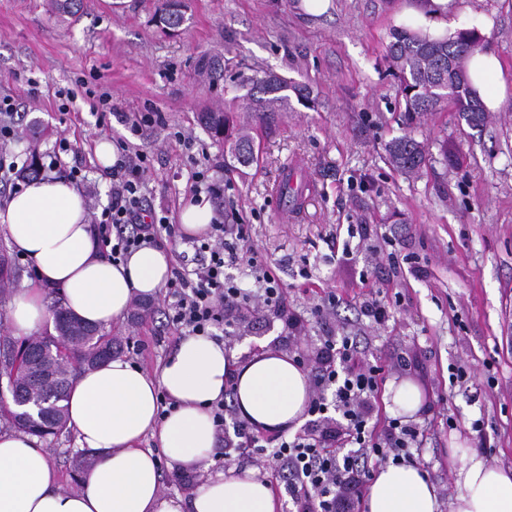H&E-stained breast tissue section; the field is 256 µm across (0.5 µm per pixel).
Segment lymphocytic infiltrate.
<instances>
[{
  "label": "lymphocytic infiltrate",
  "mask_w": 512,
  "mask_h": 512,
  "mask_svg": "<svg viewBox=\"0 0 512 512\" xmlns=\"http://www.w3.org/2000/svg\"><path fill=\"white\" fill-rule=\"evenodd\" d=\"M146 160L143 153L122 150L112 168L111 202L93 217L116 262L155 242L158 233L172 238L180 233L168 217L146 213ZM198 250L204 260L190 273L175 272L167 284L165 317L176 331L220 343L232 338L242 312L256 308L286 317L289 326L299 325L288 311L280 279L247 246L243 225L216 217L200 237ZM235 266L254 275L257 290L240 287L229 273ZM360 343L357 336H327L317 353L309 412L336 413L332 427L319 432L306 428L279 438L269 449L248 421L236 418L227 399L210 406L216 427L226 433L225 447L251 459L263 480L284 484L295 512H364V491L375 471L412 463L425 441L423 430L403 418L388 416L382 424L373 423V401L385 381V367L359 359Z\"/></svg>",
  "instance_id": "f902f5d3"
}]
</instances>
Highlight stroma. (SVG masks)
Listing matches in <instances>:
<instances>
[{
    "mask_svg": "<svg viewBox=\"0 0 512 512\" xmlns=\"http://www.w3.org/2000/svg\"><path fill=\"white\" fill-rule=\"evenodd\" d=\"M176 33L154 19L156 0H83L75 16H58L51 0H0V97L24 114L41 163L59 155L80 167L82 193L109 203L111 172L95 141L107 137L146 155V205L177 218L201 195L228 224L247 227V243L272 266L301 315L300 334L265 310L236 331L242 359L261 348L315 355L324 336L368 337L367 359L390 361L389 381L416 386L430 411L419 467L443 501L459 492L450 466L453 441L488 466L512 469V0H453L457 26L476 27L500 70L488 92L505 98L487 123L469 127L451 111L408 121L398 83L385 60L392 28L409 19L412 0H330L324 14L302 0H184ZM266 72L305 84L312 102L289 98L278 112H249L241 79ZM112 96L99 119L96 96ZM220 110L248 135L254 158L238 163L231 141L215 139L199 115ZM154 120L139 126L141 115ZM424 142L429 161L418 175L392 167L393 138ZM67 152H59L60 143ZM458 162L447 165L442 149ZM300 165L313 190L295 216L282 210L276 186L287 164ZM207 170L206 181L194 180ZM368 228L365 237L352 233ZM414 256L418 268L392 264L390 251ZM383 289L387 325L362 317L370 287ZM335 292L333 315L315 306ZM162 297L127 312L108 333L119 355L151 370L181 341L164 327ZM463 366L468 388L452 384ZM481 419L496 437L492 455L474 447L470 425ZM456 428H449V421ZM64 487H77L72 431L44 439ZM248 464L236 450L213 456L177 477L161 466L170 496L191 495L210 475Z\"/></svg>",
    "mask_w": 512,
    "mask_h": 512,
    "instance_id": "obj_1",
    "label": "stroma"
}]
</instances>
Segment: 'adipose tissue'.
I'll return each mask as SVG.
<instances>
[{"label":"adipose tissue","instance_id":"1","mask_svg":"<svg viewBox=\"0 0 512 512\" xmlns=\"http://www.w3.org/2000/svg\"><path fill=\"white\" fill-rule=\"evenodd\" d=\"M452 0H424L412 11L417 29L433 37L454 33ZM0 230L28 259L35 285L9 304L16 335L35 331L47 317L41 299L57 289L84 322L108 328L133 301L154 297L171 275L169 250L144 246L124 261L109 258L93 228L82 192L63 178L37 179L0 212ZM234 381V401L255 429L297 427L310 397L305 372L287 355L265 350L243 360L223 344L187 336L154 372L115 356L76 378L68 425L94 464L78 488L62 486L36 437L0 431V512H278L271 487L235 469L208 478L189 499L165 496L160 456L178 469H195L216 444L208 414ZM173 406L163 409L162 398ZM157 448L142 447L144 437ZM461 492L449 512H512V470L460 457ZM367 512H438L435 485L413 465L380 468L367 494Z\"/></svg>","mask_w":512,"mask_h":512}]
</instances>
